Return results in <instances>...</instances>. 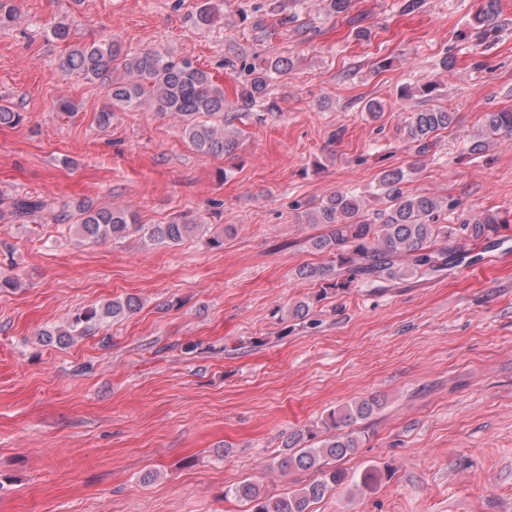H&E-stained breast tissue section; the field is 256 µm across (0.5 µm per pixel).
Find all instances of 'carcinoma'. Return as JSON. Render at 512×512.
<instances>
[{
	"mask_svg": "<svg viewBox=\"0 0 512 512\" xmlns=\"http://www.w3.org/2000/svg\"><path fill=\"white\" fill-rule=\"evenodd\" d=\"M327 17L346 12L351 0H316ZM500 0H483L473 17V26L485 36L496 29ZM17 12L13 0H0V31L14 26ZM293 62L288 57L266 58L249 70V79L238 96V102L226 99L224 89L212 82L208 72L187 60L177 61L157 51L123 52L119 45L93 44L69 51L62 63L65 72L78 71L88 79L110 78L108 84L112 109L98 114V124L108 126L115 111L126 110L149 101L157 110L179 122L185 140L204 155L230 154L238 146L237 133L227 130L232 122L230 110H245L255 105L268 112L279 109L277 98L270 96L271 82L288 72ZM454 123V115L441 108H426L410 113L405 126L408 149L419 157L426 156L435 143V136ZM483 130L492 136H512V112H488ZM405 173L401 170L382 172L378 180L385 206L365 215L364 201L350 193H337L320 205L314 224L327 229L313 240V247L331 255L330 264L304 266L297 276L318 280L329 288L341 283L336 275L343 270L348 280L368 281L383 276L403 277L419 271H438L448 265L450 248L462 249L467 243L498 237L512 228L494 213L469 215L457 224L437 223L440 202L403 189ZM76 210L80 215L78 230L93 242L112 238L120 240L138 233L145 241L177 245L194 233L196 221L170 224H139L129 211L112 206L98 207L82 202ZM41 214L54 222L62 220L64 208L43 197L13 199L0 216L16 219ZM439 239L448 240V249L436 248ZM138 302L133 297L114 300L103 307L76 313L67 326L42 333L47 343H67L71 337L84 333L92 323L101 324L133 312ZM379 403L364 399L346 408L333 411L324 424L336 430L316 447H300L304 435L297 433L285 442L294 449L284 453L278 463L283 471L314 470L318 477L286 493L274 494L258 485L243 481L227 493L250 504L249 512H312L311 506L328 492L350 482L358 490L371 489L380 479L376 468H369L357 480L329 466V461L342 459L359 448V435L352 429L370 418Z\"/></svg>",
	"mask_w": 512,
	"mask_h": 512,
	"instance_id": "carcinoma-1",
	"label": "carcinoma"
}]
</instances>
